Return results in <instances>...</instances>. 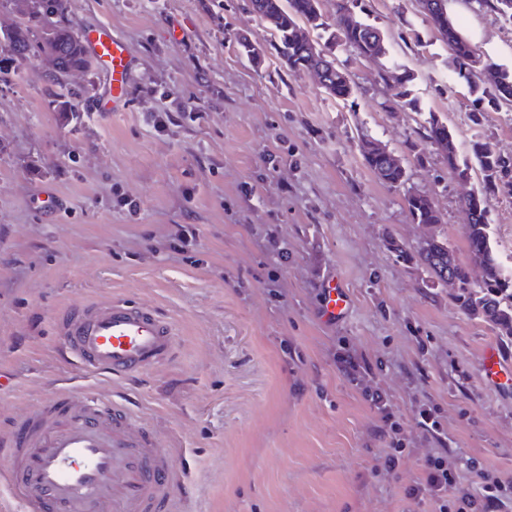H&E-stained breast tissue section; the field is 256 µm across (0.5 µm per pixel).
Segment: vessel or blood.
<instances>
[{"instance_id":"vessel-or-blood-1","label":"vessel or blood","mask_w":512,"mask_h":512,"mask_svg":"<svg viewBox=\"0 0 512 512\" xmlns=\"http://www.w3.org/2000/svg\"><path fill=\"white\" fill-rule=\"evenodd\" d=\"M88 45L109 69L113 100L127 95L132 60L125 44L99 29ZM323 315L341 317L348 297L323 286ZM57 345L88 373L126 378L166 361L173 325L155 310L115 299L63 313ZM177 476L123 404L77 385L58 386L0 437V485L22 512H166Z\"/></svg>"}]
</instances>
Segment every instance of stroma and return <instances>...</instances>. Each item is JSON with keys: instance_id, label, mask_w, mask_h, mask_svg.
<instances>
[{"instance_id": "stroma-1", "label": "stroma", "mask_w": 512, "mask_h": 512, "mask_svg": "<svg viewBox=\"0 0 512 512\" xmlns=\"http://www.w3.org/2000/svg\"><path fill=\"white\" fill-rule=\"evenodd\" d=\"M448 10L484 60L512 69V23L474 0ZM379 28V61L331 52L355 83L345 101L288 68L248 0H67L79 36L111 28L132 58L127 100L102 112L100 63L52 86L38 55L0 52V428L23 420L59 380L84 379L127 403L184 489L170 512H431L406 495L440 452L473 484L472 463L512 478V337L471 316L417 254L448 243L468 264L460 187L423 139L445 121L461 155L475 140L512 153V108L467 114L472 97L415 0H356ZM261 46L252 61L239 36ZM407 69L405 85L381 70ZM202 122L179 119L185 107ZM175 114L166 131L151 116ZM401 155L405 187L366 166L361 138ZM60 202L44 212L35 199ZM430 195L441 224L413 222L405 194ZM138 204L129 213L116 202ZM494 248L512 265V194L490 207ZM196 232L180 246V226ZM337 279L349 310L321 316ZM126 298L176 331L172 356L134 380L85 377L58 354L56 321L74 305ZM497 344L507 379L486 381ZM351 353L373 372L356 386ZM386 393L407 450L381 468L382 421L362 389ZM434 406L437 441L417 423Z\"/></svg>"}]
</instances>
